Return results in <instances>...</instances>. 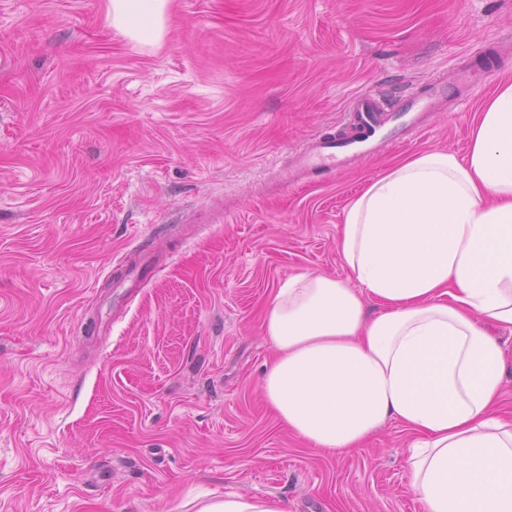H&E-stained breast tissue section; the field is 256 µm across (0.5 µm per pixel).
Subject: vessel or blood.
<instances>
[{
	"label": "vessel or blood",
	"instance_id": "b4317fda",
	"mask_svg": "<svg viewBox=\"0 0 512 512\" xmlns=\"http://www.w3.org/2000/svg\"><path fill=\"white\" fill-rule=\"evenodd\" d=\"M452 93L440 84L405 96L391 103L383 96L362 92L348 103L347 125L343 139L316 142L300 158L303 168L341 171L352 161L370 154L384 145H398L407 135L421 132L423 113L434 111L437 102L451 98Z\"/></svg>",
	"mask_w": 512,
	"mask_h": 512
}]
</instances>
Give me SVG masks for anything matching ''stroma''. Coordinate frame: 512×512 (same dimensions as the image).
Instances as JSON below:
<instances>
[{
  "instance_id": "35a3bbf8",
  "label": "stroma",
  "mask_w": 512,
  "mask_h": 512,
  "mask_svg": "<svg viewBox=\"0 0 512 512\" xmlns=\"http://www.w3.org/2000/svg\"><path fill=\"white\" fill-rule=\"evenodd\" d=\"M486 82L403 146L292 178L349 99ZM512 81V0H171L126 41L106 0H0V512H424L388 420L330 453L263 399L288 276L345 278L336 226L389 166L466 157ZM196 512H287L282 501L271 497H242L224 494V499L211 500L202 504Z\"/></svg>"
}]
</instances>
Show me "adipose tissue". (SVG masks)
Returning <instances> with one entry per match:
<instances>
[{
    "label": "adipose tissue",
    "mask_w": 512,
    "mask_h": 512,
    "mask_svg": "<svg viewBox=\"0 0 512 512\" xmlns=\"http://www.w3.org/2000/svg\"><path fill=\"white\" fill-rule=\"evenodd\" d=\"M170 0H106L120 35L159 43ZM346 279L303 273L271 299L264 396L314 447L362 446L387 420L410 435L424 512H512V83L477 115L465 158L437 149L375 179L337 227ZM377 309L368 312L367 301ZM197 512H287L228 493Z\"/></svg>",
    "instance_id": "obj_1"
}]
</instances>
